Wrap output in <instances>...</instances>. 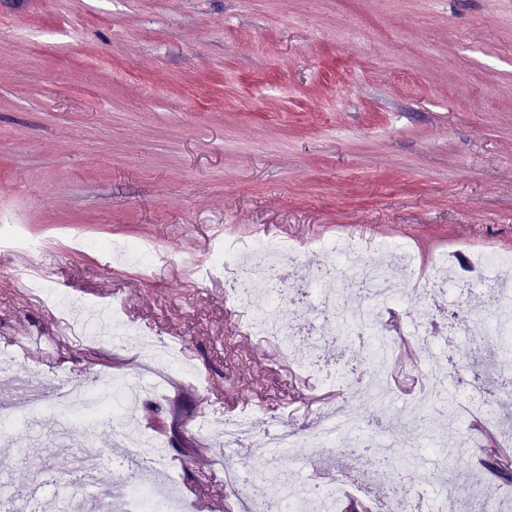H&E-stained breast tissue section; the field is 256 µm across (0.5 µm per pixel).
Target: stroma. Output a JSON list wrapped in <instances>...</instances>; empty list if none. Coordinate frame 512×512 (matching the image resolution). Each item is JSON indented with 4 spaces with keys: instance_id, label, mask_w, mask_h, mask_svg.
Masks as SVG:
<instances>
[{
    "instance_id": "1",
    "label": "stroma",
    "mask_w": 512,
    "mask_h": 512,
    "mask_svg": "<svg viewBox=\"0 0 512 512\" xmlns=\"http://www.w3.org/2000/svg\"><path fill=\"white\" fill-rule=\"evenodd\" d=\"M13 224L41 239L31 263L45 286L76 303H120L134 328L178 343L194 364L142 408L194 512L234 505L224 467L247 451L190 434L188 422L240 407L260 437L335 405L383 441L384 416L434 392L395 465L343 439L336 472L357 487L340 512H380L394 485L435 490L453 465L426 450L430 422H449V448L473 465L475 421L462 412L473 398L496 404L498 383L465 381L481 347L452 333L462 316L486 318L494 295L472 309L453 286L408 291L390 325L385 409L341 384L373 373L364 343L322 339L336 381L301 373L245 330L209 264L225 240L258 235L292 241L313 269L325 260L313 241L341 236L405 244L428 264L463 246L512 253V0H0V227ZM75 231L91 247L61 252ZM113 241L154 243L162 258L113 261L100 249ZM189 250L202 263L191 280ZM16 255L0 247V352L16 356L0 402L14 399L15 378L58 388L137 375L140 354L109 339L40 344L63 325L41 296L15 290ZM413 313L425 316L443 383L413 352ZM59 422L40 410L0 436V491L38 488L41 512L66 504L41 475L72 479L73 451L54 450Z\"/></svg>"
}]
</instances>
